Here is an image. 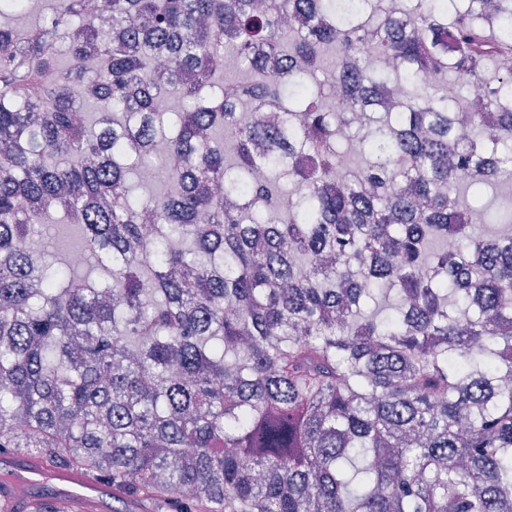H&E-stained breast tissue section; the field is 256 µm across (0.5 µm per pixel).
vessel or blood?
<instances>
[{"mask_svg":"<svg viewBox=\"0 0 512 512\" xmlns=\"http://www.w3.org/2000/svg\"><path fill=\"white\" fill-rule=\"evenodd\" d=\"M0 467L14 474L9 483L0 485V512H13L19 501L27 499L28 487L40 481L57 484L59 512H100L112 494L110 486L85 472L59 470L11 449L0 451Z\"/></svg>","mask_w":512,"mask_h":512,"instance_id":"1","label":"vessel or blood"}]
</instances>
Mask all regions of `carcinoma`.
<instances>
[{
    "label": "carcinoma",
    "instance_id": "cac0c4a2",
    "mask_svg": "<svg viewBox=\"0 0 512 512\" xmlns=\"http://www.w3.org/2000/svg\"><path fill=\"white\" fill-rule=\"evenodd\" d=\"M263 2L0 23V448L154 512H509L512 213L455 191L512 179V0ZM45 243L46 254L48 259L52 262H60L64 258V251L69 247L76 245V238L72 230L65 234V230L60 228L58 224H48Z\"/></svg>",
    "mask_w": 512,
    "mask_h": 512
}]
</instances>
